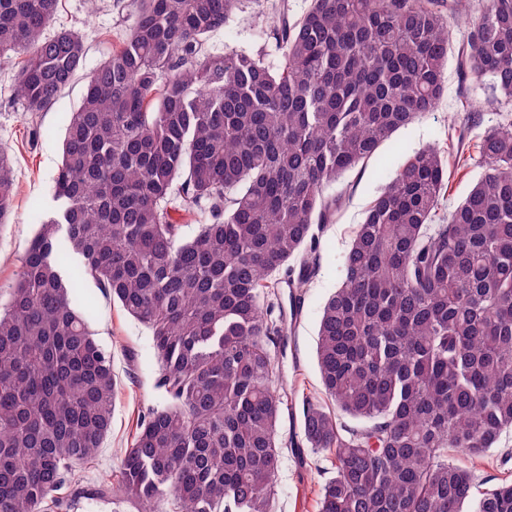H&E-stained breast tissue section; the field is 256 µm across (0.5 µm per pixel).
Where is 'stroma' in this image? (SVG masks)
Masks as SVG:
<instances>
[{"label":"stroma","instance_id":"stroma-1","mask_svg":"<svg viewBox=\"0 0 512 512\" xmlns=\"http://www.w3.org/2000/svg\"><path fill=\"white\" fill-rule=\"evenodd\" d=\"M275 0H242L233 18L213 33L206 47L265 54L271 64L280 55L269 37ZM57 25L79 30L85 39V71H92L118 48L130 24L114 0H60ZM17 61L0 62V145L14 160L15 201L8 224L0 226V304L6 303L26 249L40 224L56 217L54 177L61 161V142L71 112L81 99L84 80L76 78L46 112L27 111L14 93ZM445 92L436 107L400 128L365 167L347 173L325 188L341 205L320 236V266L306 288L302 313L288 334L287 357L280 381L295 397L321 398L323 389L315 364L320 310L342 279V261L353 232L372 199L397 168L413 153L438 146L450 157L444 209H452L480 178L483 168L475 148L484 133L512 119V103L499 100L489 81H475L459 67L457 49L448 52ZM471 152L458 166L457 146ZM98 344L112 356L118 381L112 428L95 458L80 470L83 486L95 485L115 473L121 450L136 432L140 411L159 404L157 358L148 330L129 316L94 283L85 281L73 296ZM330 462L325 454L303 447L285 448L277 477L275 512H318L320 487Z\"/></svg>","mask_w":512,"mask_h":512}]
</instances>
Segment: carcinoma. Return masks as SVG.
<instances>
[{
  "instance_id": "carcinoma-1",
  "label": "carcinoma",
  "mask_w": 512,
  "mask_h": 512,
  "mask_svg": "<svg viewBox=\"0 0 512 512\" xmlns=\"http://www.w3.org/2000/svg\"><path fill=\"white\" fill-rule=\"evenodd\" d=\"M123 43L86 77L41 225L0 308V512H272L283 409L329 454L319 512H512V482L478 489L472 461L512 430V123L487 131L482 178L442 212L445 151L404 162L370 202L321 308L315 357L328 403L284 399L275 350L363 167L445 91L448 50L512 101V0H310L280 8L260 54L205 49L238 0H118ZM59 0H0L14 91L50 109L84 68ZM0 146V224L13 207ZM201 211L191 237L174 214ZM65 232V238L59 233ZM80 258L73 276L59 251ZM90 279L145 326L162 402L118 479H76L112 424L117 381L71 295ZM355 424L348 425L341 416Z\"/></svg>"
}]
</instances>
